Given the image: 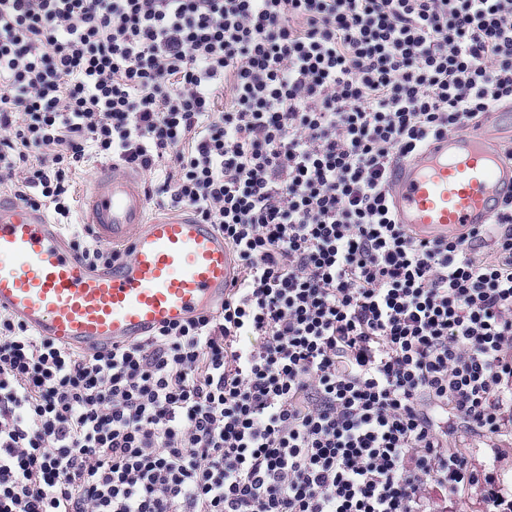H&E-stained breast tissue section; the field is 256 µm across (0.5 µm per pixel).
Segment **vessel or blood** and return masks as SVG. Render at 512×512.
Wrapping results in <instances>:
<instances>
[{"label": "vessel or blood", "instance_id": "vessel-or-blood-1", "mask_svg": "<svg viewBox=\"0 0 512 512\" xmlns=\"http://www.w3.org/2000/svg\"><path fill=\"white\" fill-rule=\"evenodd\" d=\"M393 181L399 223L431 239L488 223L512 194V163L484 128H467L394 170ZM80 221L129 257L91 268L45 212L0 195V312L63 345L109 348L182 322L221 301L236 277L223 236L188 218L149 219L133 176L104 173L83 189Z\"/></svg>", "mask_w": 512, "mask_h": 512}]
</instances>
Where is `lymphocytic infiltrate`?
<instances>
[{"label":"lymphocytic infiltrate","instance_id":"1","mask_svg":"<svg viewBox=\"0 0 512 512\" xmlns=\"http://www.w3.org/2000/svg\"><path fill=\"white\" fill-rule=\"evenodd\" d=\"M507 105L512 0H0V185L109 268L107 159L237 262L108 350L0 314V512H512V199L434 239L390 206Z\"/></svg>","mask_w":512,"mask_h":512}]
</instances>
